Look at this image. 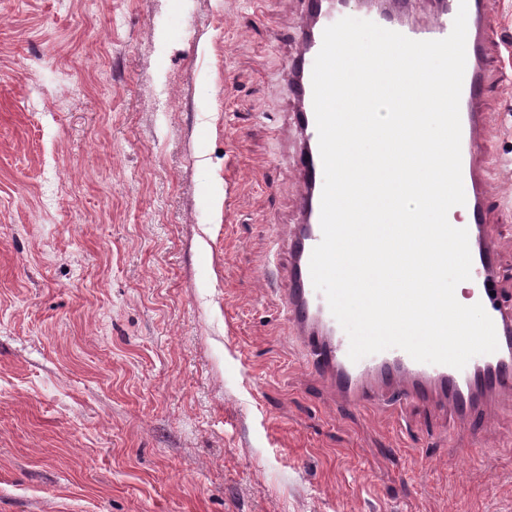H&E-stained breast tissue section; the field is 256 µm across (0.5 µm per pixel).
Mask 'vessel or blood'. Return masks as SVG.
Wrapping results in <instances>:
<instances>
[{"instance_id":"obj_1","label":"vessel or blood","mask_w":512,"mask_h":512,"mask_svg":"<svg viewBox=\"0 0 512 512\" xmlns=\"http://www.w3.org/2000/svg\"><path fill=\"white\" fill-rule=\"evenodd\" d=\"M302 31L287 65L292 121L299 147L291 166L297 180L299 224L287 235L283 290L288 324L308 368L346 403L361 407L388 401L448 409L462 422L486 418L492 399L512 398V305L499 286V250L489 229L490 172L481 156L488 149L485 94L492 83L496 51L488 37L489 0H432L431 18L415 19L417 0H361L369 20L414 40L447 37L459 7L467 9L466 68L460 99L462 182L477 300L494 323L498 349L473 357L463 369L415 361L392 348L351 361L349 339L326 297L311 281L309 264L322 238L320 206L323 167L313 109L312 70L324 29L347 17L351 0H302Z\"/></svg>"}]
</instances>
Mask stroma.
Here are the masks:
<instances>
[{
  "label": "stroma",
  "instance_id": "obj_1",
  "mask_svg": "<svg viewBox=\"0 0 512 512\" xmlns=\"http://www.w3.org/2000/svg\"><path fill=\"white\" fill-rule=\"evenodd\" d=\"M301 0H0V512H505L480 433L333 403L284 316ZM487 163L512 152V0ZM512 297V206L493 208ZM473 456H464L465 448Z\"/></svg>",
  "mask_w": 512,
  "mask_h": 512
}]
</instances>
